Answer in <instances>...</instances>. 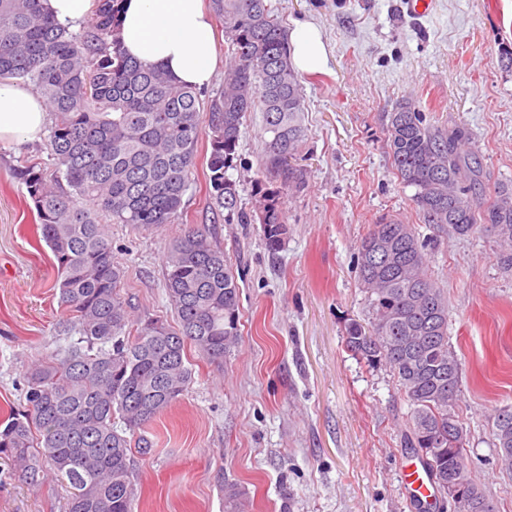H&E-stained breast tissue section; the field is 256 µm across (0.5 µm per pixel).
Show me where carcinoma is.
<instances>
[{
  "instance_id": "obj_1",
  "label": "carcinoma",
  "mask_w": 512,
  "mask_h": 512,
  "mask_svg": "<svg viewBox=\"0 0 512 512\" xmlns=\"http://www.w3.org/2000/svg\"><path fill=\"white\" fill-rule=\"evenodd\" d=\"M119 2L93 0L91 23L76 35L42 0H0V82L31 85L46 101L59 171L49 180L29 165L16 177L54 257L67 331L79 334L32 366L26 404L0 418V459L31 484L50 464L68 489L64 512H133L135 459L152 451L145 428L192 381L187 345L219 361L241 337L239 285L210 225H186L165 257L175 326L132 318L106 225L179 223L206 136L210 204L241 224H261L272 252L287 234L284 193L307 180L297 163L302 87L268 0H210L232 58L224 91L205 104L196 88L122 51ZM257 107L269 140L253 215L238 209L228 171L236 167L243 118ZM387 118L392 166L413 190L420 221L455 237L490 225L497 262L511 272L512 188L483 196V171L464 153V131L433 129L410 102ZM357 269L371 321L345 325L347 351L393 375L411 406L405 446L417 451L439 493L450 483L461 490L449 502L452 512H497L465 463L456 414L461 363L448 337V296L428 273L424 241L412 225L383 218L362 239ZM493 434L497 466L512 473V406L495 413ZM222 490L227 512H239L238 484L226 481Z\"/></svg>"
}]
</instances>
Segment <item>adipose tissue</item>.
<instances>
[{
  "mask_svg": "<svg viewBox=\"0 0 512 512\" xmlns=\"http://www.w3.org/2000/svg\"><path fill=\"white\" fill-rule=\"evenodd\" d=\"M120 40L130 56L162 66L185 86L209 84L218 61L216 34L203 0H123ZM288 47L300 70L315 71L327 61L322 34L312 23L295 24ZM48 112L35 89L1 83L0 144L40 140Z\"/></svg>",
  "mask_w": 512,
  "mask_h": 512,
  "instance_id": "adipose-tissue-1",
  "label": "adipose tissue"
}]
</instances>
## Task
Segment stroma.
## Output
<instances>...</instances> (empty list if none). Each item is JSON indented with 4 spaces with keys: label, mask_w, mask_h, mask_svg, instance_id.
Segmentation results:
<instances>
[{
    "label": "stroma",
    "mask_w": 512,
    "mask_h": 512,
    "mask_svg": "<svg viewBox=\"0 0 512 512\" xmlns=\"http://www.w3.org/2000/svg\"><path fill=\"white\" fill-rule=\"evenodd\" d=\"M285 27L315 23L322 70L299 72L307 171L286 195L288 234L276 253L257 224L213 221L205 185L207 141L184 195L182 223L109 227L124 271L121 292L139 316L174 323L163 260L185 224L214 225L233 264L241 341L220 362L196 348L193 380L146 431L136 461L134 512H224L222 480L246 493L245 512H438L408 489L416 461L403 435L410 412L391 373L346 350L344 327L367 320L357 249L371 224L415 225L429 268L448 294V336L462 362L466 462L472 479L512 512V477L496 467L497 409L512 405V272L500 269L493 231L458 240L420 223L387 150V112L413 99L427 123L464 130L485 191L512 184V7L507 0H434L414 17L403 0H268ZM261 111L243 120L239 206L255 208L266 134ZM55 176L49 137L0 147V413L24 402L32 363L67 346L53 256L14 169ZM54 474L30 485L0 461V512H64Z\"/></svg>",
    "instance_id": "stroma-1"
}]
</instances>
